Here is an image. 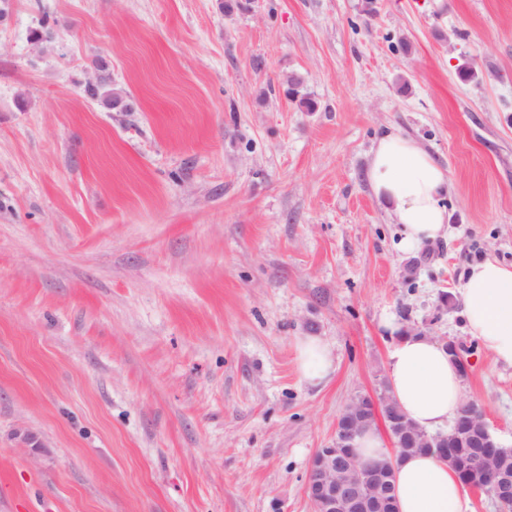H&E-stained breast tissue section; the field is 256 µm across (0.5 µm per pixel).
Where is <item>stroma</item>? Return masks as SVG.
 Wrapping results in <instances>:
<instances>
[{"instance_id": "obj_1", "label": "stroma", "mask_w": 512, "mask_h": 512, "mask_svg": "<svg viewBox=\"0 0 512 512\" xmlns=\"http://www.w3.org/2000/svg\"><path fill=\"white\" fill-rule=\"evenodd\" d=\"M239 2L0 0V512H312L386 314L456 342L512 446L459 293L512 263V0ZM99 59L130 111L85 96ZM387 129L448 169V235L411 254L367 184ZM298 371L308 382L325 379L332 370L333 356L329 346L318 336H302L296 343Z\"/></svg>"}]
</instances>
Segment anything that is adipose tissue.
Instances as JSON below:
<instances>
[{
	"mask_svg": "<svg viewBox=\"0 0 512 512\" xmlns=\"http://www.w3.org/2000/svg\"><path fill=\"white\" fill-rule=\"evenodd\" d=\"M375 197L401 227L398 248L411 253L448 234V171L418 142L396 132L382 135L367 170ZM460 295L471 336L499 363L512 366V264L487 259L471 266ZM395 334L387 384L398 408L416 428L433 434L447 429L462 403V375L444 345L430 336L403 332L394 317L381 320ZM298 371L309 382L332 370L329 346L317 336L296 343ZM399 512H473L469 494L449 464L418 453L395 465Z\"/></svg>",
	"mask_w": 512,
	"mask_h": 512,
	"instance_id": "1",
	"label": "adipose tissue"
}]
</instances>
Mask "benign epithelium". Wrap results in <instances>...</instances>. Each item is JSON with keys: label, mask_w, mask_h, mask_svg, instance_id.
Returning a JSON list of instances; mask_svg holds the SVG:
<instances>
[{"label": "benign epithelium", "mask_w": 512, "mask_h": 512, "mask_svg": "<svg viewBox=\"0 0 512 512\" xmlns=\"http://www.w3.org/2000/svg\"><path fill=\"white\" fill-rule=\"evenodd\" d=\"M382 414L392 422L393 450L387 461L368 466L356 454L354 442L365 425ZM424 442L437 448L444 461L457 444H470L473 469L487 480L501 510L512 512V471L497 461L499 455L512 456V448L501 443L472 403L462 404L452 432L429 436L403 423L396 413L381 412L380 400L371 396L357 397L346 406L333 444L313 456L306 485L313 512H396L393 460Z\"/></svg>", "instance_id": "7a95c632"}]
</instances>
